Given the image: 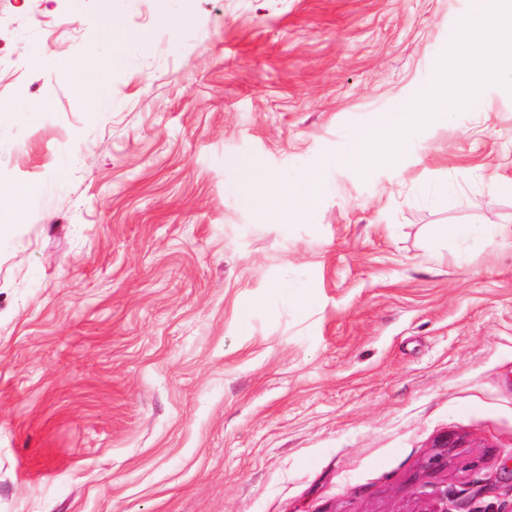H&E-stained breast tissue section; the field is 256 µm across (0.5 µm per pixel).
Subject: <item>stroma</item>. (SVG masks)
Segmentation results:
<instances>
[{
  "instance_id": "35a3bbf8",
  "label": "stroma",
  "mask_w": 512,
  "mask_h": 512,
  "mask_svg": "<svg viewBox=\"0 0 512 512\" xmlns=\"http://www.w3.org/2000/svg\"><path fill=\"white\" fill-rule=\"evenodd\" d=\"M185 7L0 0V512H512V78L352 160L473 0ZM240 168L243 172L240 191L247 205L256 213L261 210L262 216H265L268 210L281 213L297 206L314 205L323 190L322 176L317 170L306 173L303 189L297 191L270 177H254L243 164ZM38 184L0 183V222L2 215L19 216L30 201L40 193ZM442 234L451 240L468 241L482 235L490 238L512 237V227L492 225L481 227L474 224H448L442 229Z\"/></svg>"
}]
</instances>
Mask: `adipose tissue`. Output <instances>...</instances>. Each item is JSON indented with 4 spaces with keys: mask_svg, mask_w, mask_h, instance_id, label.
<instances>
[{
    "mask_svg": "<svg viewBox=\"0 0 512 512\" xmlns=\"http://www.w3.org/2000/svg\"><path fill=\"white\" fill-rule=\"evenodd\" d=\"M458 44L462 50L458 67L441 72L420 103L388 113L379 126L357 133L359 164L393 161L391 141L400 135L406 121H422L436 113L452 115L479 95L483 79L512 76V0H474L471 13L458 26ZM240 190L253 210L281 213L315 204L323 183L316 170L306 173L299 191L276 179L257 178L247 172Z\"/></svg>",
    "mask_w": 512,
    "mask_h": 512,
    "instance_id": "1",
    "label": "adipose tissue"
}]
</instances>
